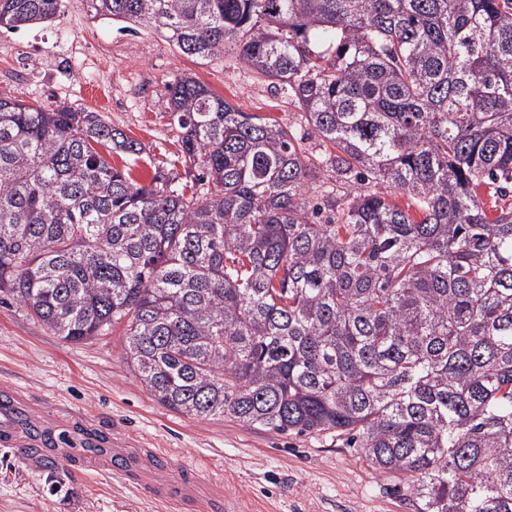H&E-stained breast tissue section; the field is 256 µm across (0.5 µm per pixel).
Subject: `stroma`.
Returning <instances> with one entry per match:
<instances>
[{
	"mask_svg": "<svg viewBox=\"0 0 512 512\" xmlns=\"http://www.w3.org/2000/svg\"><path fill=\"white\" fill-rule=\"evenodd\" d=\"M195 78L245 111L310 137L299 109L234 55L185 56L161 33L120 31L88 0H64L48 23L0 31V98L100 112L142 143L134 177L183 175L166 88ZM22 399L31 428L56 445L0 447V512H411L395 480L378 474L345 438L253 429L160 405L126 362L122 328L83 345L59 340L22 308L0 304V386ZM99 452L87 451V438ZM169 453L161 468L152 453ZM123 454V472L112 468Z\"/></svg>",
	"mask_w": 512,
	"mask_h": 512,
	"instance_id": "stroma-1",
	"label": "stroma"
}]
</instances>
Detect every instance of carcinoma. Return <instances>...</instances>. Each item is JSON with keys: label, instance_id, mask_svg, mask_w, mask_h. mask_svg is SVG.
Returning a JSON list of instances; mask_svg holds the SVG:
<instances>
[{"label": "carcinoma", "instance_id": "cac0c4a2", "mask_svg": "<svg viewBox=\"0 0 512 512\" xmlns=\"http://www.w3.org/2000/svg\"><path fill=\"white\" fill-rule=\"evenodd\" d=\"M63 2L0 0V29ZM89 5L235 54L322 150L181 76L192 185L140 184L100 113L0 99L4 299L69 344L123 326L174 412L345 436L414 512H512V0Z\"/></svg>", "mask_w": 512, "mask_h": 512}]
</instances>
